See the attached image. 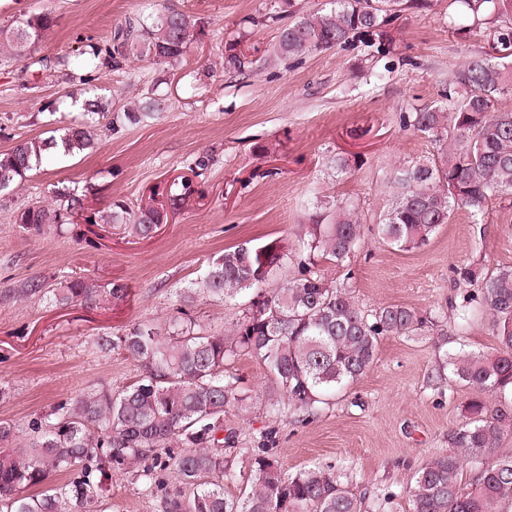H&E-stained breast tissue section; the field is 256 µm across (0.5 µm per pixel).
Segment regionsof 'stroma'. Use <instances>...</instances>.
Listing matches in <instances>:
<instances>
[{
    "label": "stroma",
    "instance_id": "stroma-1",
    "mask_svg": "<svg viewBox=\"0 0 512 512\" xmlns=\"http://www.w3.org/2000/svg\"><path fill=\"white\" fill-rule=\"evenodd\" d=\"M324 0H0V29L28 12L51 11L55 26L36 44L31 62L0 55V150L49 136L73 119L80 80H67L74 57L106 43L114 29L175 7L202 19L179 70L147 57L96 71L94 83L113 108L133 98L159 97L157 118L114 133L101 129L93 148L46 161L9 199L0 201V291L27 278L52 283L78 273L98 285L120 282L125 300L51 306L0 301V419L18 428L53 404L102 386L135 382L141 368L126 353L100 351L102 333H121L140 321L164 323L177 308L202 325L232 328L243 301L204 295L183 303L179 291L199 281L224 249L272 239L291 258L269 288L298 272L309 216L331 197L353 204L362 245L343 263L320 262L326 280L351 289L362 310L399 304L432 313L430 335L381 337L366 373L311 422L286 411L273 416V383L264 364L239 357L233 371L248 400L224 410L238 458L276 432L274 452L294 474L322 464L348 470L365 512H410V477L448 452V432L462 419L470 391L454 377L436 383L439 363L463 351L497 347L490 324L475 314L459 329L455 313L475 281L512 267V202L490 199L482 221L454 212L427 245L403 252L379 243L377 226L391 205L390 172L407 160L432 157L428 138L403 129V113L435 104L449 76L482 56L481 36L462 38L439 11L402 15L388 27L380 62L364 43L311 54L302 62L274 57L278 22L318 10ZM236 43L248 59L242 73L224 69V46ZM53 110H46V103ZM348 164L336 170L337 159ZM191 191L154 236L139 239L110 224H67L40 236L20 232L15 210L51 203L57 187L83 194L92 210L165 197L171 184ZM471 272L473 283L462 280ZM107 512H161L159 499L140 493L131 474L112 472Z\"/></svg>",
    "mask_w": 512,
    "mask_h": 512
}]
</instances>
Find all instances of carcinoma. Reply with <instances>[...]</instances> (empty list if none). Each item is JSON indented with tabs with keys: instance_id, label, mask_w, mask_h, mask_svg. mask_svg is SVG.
I'll return each instance as SVG.
<instances>
[{
	"instance_id": "carcinoma-1",
	"label": "carcinoma",
	"mask_w": 512,
	"mask_h": 512,
	"mask_svg": "<svg viewBox=\"0 0 512 512\" xmlns=\"http://www.w3.org/2000/svg\"><path fill=\"white\" fill-rule=\"evenodd\" d=\"M440 0H328L327 5L277 28V53L285 59L347 46L367 38L366 46L385 52V27L402 12L433 10ZM56 23L50 12L22 14L16 25L0 30V50L22 61ZM448 25L459 34L483 33L491 51L466 62L448 79L436 104L402 115L403 127L427 137L438 158L406 161L393 171L392 203L378 237L409 252L427 244L451 215L461 209L474 221L485 215L495 195L512 198V0H450ZM201 23L169 8L151 22L115 30L110 43L80 53V76L129 55L149 56L161 65L182 61ZM244 56L236 44L225 47L224 69L241 71ZM83 118L60 128V135L34 138L0 151V199L9 198L45 152L63 146L77 155L94 145L96 130L134 126L160 112L164 104L149 97L121 112L107 97L84 90ZM51 205H32L14 213L24 233L41 235L54 225L72 224L83 210L82 198L67 189L54 191ZM183 195L150 199L137 206L118 204L106 214L85 217L88 224H119L146 239L167 221ZM360 245L357 209L325 202L312 216L302 247L308 260L298 274L268 295L257 294L227 332L203 330L180 308L165 326L140 322L119 335H102L96 344L132 356L143 369L132 384L117 391L101 387L59 402L30 421L27 437L0 420V512H101L111 491L112 469L125 470L144 490L161 496L162 512H363L364 498L350 489L349 476L331 465L282 473L271 452L272 430L261 448L237 467L224 447V408L241 406L247 396L229 366L240 356L259 358L272 375L278 396L270 399L303 419L314 417L342 388L357 381L374 359L382 336H422L434 326L432 315L402 305L362 311L344 285H333L316 269L315 259L340 263ZM290 259L277 240L227 248L199 281V291L235 301L261 288ZM122 283L102 288L87 277H72L59 288L40 278L22 281L0 300L37 299L48 303L120 301ZM490 316L498 339L496 352H461L447 362L471 397L465 415L449 434L452 449L426 461L410 484L412 512H501L512 498V454L501 452L512 430V406L490 412L487 397H512V268H498L467 297ZM179 452H174V449ZM475 465L472 488H461L463 459ZM173 469L178 486L169 491L156 476ZM60 472L70 475L51 485ZM242 483L240 494H224V480Z\"/></svg>"
}]
</instances>
